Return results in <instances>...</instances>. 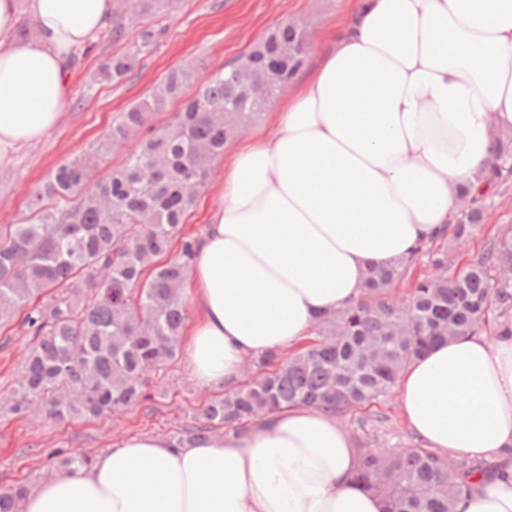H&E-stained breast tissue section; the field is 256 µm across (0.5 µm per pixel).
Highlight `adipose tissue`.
<instances>
[{"instance_id":"obj_1","label":"adipose tissue","mask_w":512,"mask_h":512,"mask_svg":"<svg viewBox=\"0 0 512 512\" xmlns=\"http://www.w3.org/2000/svg\"><path fill=\"white\" fill-rule=\"evenodd\" d=\"M115 0H0V167L59 124L73 55ZM35 33L15 36L20 14ZM288 97L275 131L224 161L188 290L197 383L306 336L356 299L366 268L453 222L498 131L512 130V0H350L343 27ZM414 433L443 455L481 457L456 512H512V334L462 336L402 374ZM334 417L307 406L247 435L180 447L124 438L91 467L55 475L20 512H387L357 482Z\"/></svg>"}]
</instances>
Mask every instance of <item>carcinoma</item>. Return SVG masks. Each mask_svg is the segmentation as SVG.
Listing matches in <instances>:
<instances>
[{
	"instance_id": "cac0c4a2",
	"label": "carcinoma",
	"mask_w": 512,
	"mask_h": 512,
	"mask_svg": "<svg viewBox=\"0 0 512 512\" xmlns=\"http://www.w3.org/2000/svg\"><path fill=\"white\" fill-rule=\"evenodd\" d=\"M146 0H116L109 35L125 34L124 18L141 17ZM306 32L281 24L204 81L189 67L170 70L149 102L120 113L105 138L84 155L59 165L30 195L33 220L12 225L0 244V323L25 311L32 336L13 391L0 398L10 414L38 413L50 420L119 415L149 398V373L175 357L186 319L185 283L195 243L184 239L167 262L208 184L213 160L233 135L249 128L278 97L273 86L258 99L233 78L248 63L260 71L277 61L283 80L304 65ZM137 54L114 56L100 75L122 81ZM183 99L162 130L145 138L105 180L93 174L102 158L147 123L152 111ZM477 191L452 224L385 267L366 271L358 299L319 318L313 338L286 353L248 361V379L207 403L189 430L198 438L219 429L242 435L285 407L307 405L335 417L359 411L379 423V409L394 395L406 367L432 346L479 335L493 310L500 327L512 323V225L455 270L448 249L462 246L489 216L493 195L512 189V130L495 137ZM55 200L48 207L45 202ZM426 263L432 271L410 279ZM411 281L406 297L391 292ZM356 480L382 495L389 512H455L470 475L487 468L424 446L357 448ZM93 458L59 460L69 472ZM24 484L0 488V512H19Z\"/></svg>"
}]
</instances>
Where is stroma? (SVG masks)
I'll return each mask as SVG.
<instances>
[{"label": "stroma", "mask_w": 512, "mask_h": 512, "mask_svg": "<svg viewBox=\"0 0 512 512\" xmlns=\"http://www.w3.org/2000/svg\"><path fill=\"white\" fill-rule=\"evenodd\" d=\"M346 8L347 0H176L173 8L160 7L127 22L121 41L100 31L70 71V94L58 127L41 143L21 149L11 165L0 168V241L6 239L11 225L22 223L28 215V198L49 172L81 156L107 133L120 112L149 99L170 69L191 64L198 80H205L248 51L267 30L287 21L306 25L310 49L305 66L313 68L328 47L327 32L335 28ZM144 27L154 31V41L133 71L118 83L101 78V63L129 51ZM223 184L224 160L219 157L213 162L210 183L186 220L183 236L202 237ZM510 222L512 192L495 197L488 223L454 255L455 264L481 252L498 226ZM30 341L19 322L0 326V396L13 390L21 354ZM151 379L150 399L119 416L51 422L36 414H0V487L17 482L37 487L54 474L50 455L57 449L96 455L136 434L173 437L193 425L195 414L208 400L225 392L220 384L199 386L181 354L152 371ZM385 410L389 420L381 427L358 425L354 414L339 425L356 447L376 442L390 448L418 444L399 399H392Z\"/></svg>", "instance_id": "1"}]
</instances>
